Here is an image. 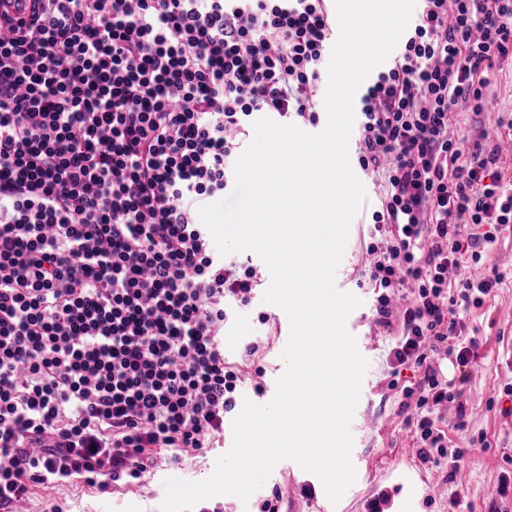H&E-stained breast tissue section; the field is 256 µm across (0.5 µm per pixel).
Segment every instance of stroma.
I'll list each match as a JSON object with an SVG mask.
<instances>
[{
    "label": "stroma",
    "mask_w": 512,
    "mask_h": 512,
    "mask_svg": "<svg viewBox=\"0 0 512 512\" xmlns=\"http://www.w3.org/2000/svg\"><path fill=\"white\" fill-rule=\"evenodd\" d=\"M490 80L489 111L478 116L462 114V131H470L478 123L491 127L496 113H512V67L494 70ZM366 231V225L351 221L335 277L340 291L351 293L360 301L349 318L358 325L353 338L368 366L350 422V459L355 479L328 512H364L377 483L396 487L400 512H512V498L504 501L484 494L488 485L512 476V402L502 396L504 388H512V277L505 278L482 307L469 311V324L478 330L473 360L467 367L448 370L455 379L461 406L445 410L442 427L448 434L449 446L469 450L463 476L452 480L446 466L424 463L417 457L407 424L409 414L401 408L403 397L387 387V356L394 337L373 319L372 290L356 284L365 262L359 240ZM261 310L271 316L264 325L257 320ZM280 313V307L258 295L249 308L238 312L224 328V347L230 361H240L246 341L253 340L261 346L254 357V368L245 371L240 391L241 398L258 405L271 401L273 394L265 386L276 381L286 369L282 358L286 342L279 336L274 321ZM367 416L375 420V428L363 427L362 420ZM480 435L485 438L484 447H469V440ZM224 453L220 447L185 457L177 468L145 474L140 484L114 493H100L79 485L51 494L40 489L27 508L29 512H44L51 501L59 504L62 512H160L167 478L206 480ZM301 472L296 461L280 460L248 500L227 499L219 494L199 501L197 507L199 512H260L263 500L276 489L282 494L280 512H317L318 498L325 487L321 481H314L313 495H306Z\"/></svg>",
    "instance_id": "stroma-1"
}]
</instances>
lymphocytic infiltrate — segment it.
Listing matches in <instances>:
<instances>
[{"instance_id": "f902f5d3", "label": "lymphocytic infiltrate", "mask_w": 512, "mask_h": 512, "mask_svg": "<svg viewBox=\"0 0 512 512\" xmlns=\"http://www.w3.org/2000/svg\"><path fill=\"white\" fill-rule=\"evenodd\" d=\"M357 100L353 160L383 191L368 285L416 368L422 462L458 473L436 355L504 275L450 279L512 226L498 137L458 129L512 60V0H415ZM336 43L329 0H41L0 33V512L39 488L101 492L224 438L244 377L224 328L262 283L210 247L200 206L234 187L257 113L314 126Z\"/></svg>"}]
</instances>
